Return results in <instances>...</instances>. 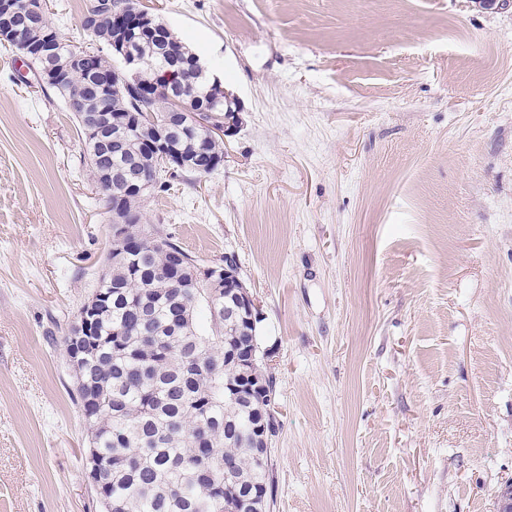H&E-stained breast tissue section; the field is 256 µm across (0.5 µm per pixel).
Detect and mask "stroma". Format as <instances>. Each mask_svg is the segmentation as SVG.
Listing matches in <instances>:
<instances>
[{
    "label": "stroma",
    "instance_id": "1",
    "mask_svg": "<svg viewBox=\"0 0 512 512\" xmlns=\"http://www.w3.org/2000/svg\"><path fill=\"white\" fill-rule=\"evenodd\" d=\"M89 0H46L92 47ZM243 105L143 202L235 253L275 381L271 512H496L512 480V4L142 0ZM0 46V512H100L63 338L112 217L72 113Z\"/></svg>",
    "mask_w": 512,
    "mask_h": 512
}]
</instances>
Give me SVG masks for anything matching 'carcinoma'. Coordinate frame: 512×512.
I'll return each mask as SVG.
<instances>
[{
	"label": "carcinoma",
	"mask_w": 512,
	"mask_h": 512,
	"mask_svg": "<svg viewBox=\"0 0 512 512\" xmlns=\"http://www.w3.org/2000/svg\"><path fill=\"white\" fill-rule=\"evenodd\" d=\"M145 59L142 81L158 79V46L139 43ZM89 64L112 70V53L88 51ZM77 120L82 135L81 157L92 181L102 168L126 161L123 153L104 151L87 137L96 102L87 75L71 71L48 85ZM114 112L150 113L147 123L176 141L199 166L224 163V141L211 126L224 116V106L187 126H165L167 97L148 101L138 90L118 82L107 92ZM198 171L175 169L152 191L164 192L177 180L194 183ZM132 219L125 236L112 241V251L127 258L112 265V305L100 312L96 330L102 339L89 355L87 391L75 397L91 432L90 445L102 462L96 496L112 504V512H218L215 496L224 495L225 465L247 492L272 499L266 464L246 448L248 415L225 397L224 386L237 383L224 364V298L209 300L195 288L187 270L160 276L171 255L186 254L172 237L156 231L159 242L144 237L139 200L127 201Z\"/></svg>",
	"instance_id": "carcinoma-1"
}]
</instances>
